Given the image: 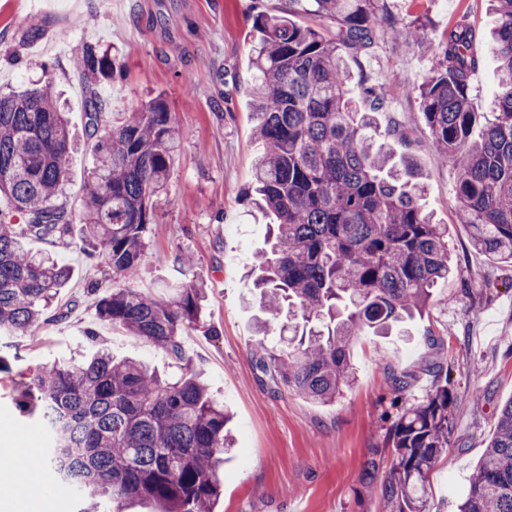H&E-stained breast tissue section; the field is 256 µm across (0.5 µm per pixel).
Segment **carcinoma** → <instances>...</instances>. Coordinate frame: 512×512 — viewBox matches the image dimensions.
Returning <instances> with one entry per match:
<instances>
[{"label":"carcinoma","instance_id":"obj_1","mask_svg":"<svg viewBox=\"0 0 512 512\" xmlns=\"http://www.w3.org/2000/svg\"><path fill=\"white\" fill-rule=\"evenodd\" d=\"M296 2L259 12L260 39L249 47L253 134L263 147L251 184L269 219L268 247L255 254L263 338L254 356L274 384L330 404L354 381L356 337L386 336L422 314L450 273L448 226L423 203V173L377 141L373 111L385 105L393 76L372 83L360 74L373 105L362 112L350 96L348 60L370 57L383 35L426 44L432 67L417 97L437 151L457 169V219L474 248L512 264V0H490L498 86L489 113L468 94L481 57L465 17L429 39L423 25L385 12L384 0H313L308 25L292 19ZM73 65L90 84L94 138L77 211L59 202L74 140L53 83L0 94V193L12 203L10 213L0 210V335L26 336L63 317L52 306L69 270L34 256L31 238L64 242L77 231L93 264L133 278L182 140L161 94L110 112L95 86L122 65L98 45L85 44ZM205 298V289L180 280L164 296L129 286L97 303L100 319L164 351L172 373L101 347L87 361L38 364L12 380L19 415L49 431L42 465L85 492L80 512H122L131 498L157 512H213L224 491V454L234 446L229 411L193 370L182 341ZM427 371L434 388L390 425L388 474L374 457L364 465V480H381L387 512H435L427 484L448 448V373L437 363ZM412 377L393 369L387 383L399 397ZM458 512H512V400Z\"/></svg>","mask_w":512,"mask_h":512}]
</instances>
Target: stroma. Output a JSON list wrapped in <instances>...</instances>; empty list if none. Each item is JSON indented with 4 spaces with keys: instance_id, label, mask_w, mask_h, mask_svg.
I'll list each match as a JSON object with an SVG mask.
<instances>
[{
    "instance_id": "35a3bbf8",
    "label": "stroma",
    "mask_w": 512,
    "mask_h": 512,
    "mask_svg": "<svg viewBox=\"0 0 512 512\" xmlns=\"http://www.w3.org/2000/svg\"><path fill=\"white\" fill-rule=\"evenodd\" d=\"M404 23L422 19L437 37L460 16L480 35L492 25L488 0H385ZM281 0H0V90L20 91L53 80L66 107L75 149L61 200L80 205L90 172L86 134L88 89L72 68L81 47L95 43L118 56L121 74L96 91L112 111L164 95L183 130L168 188L156 202L146 256L133 279L161 288L175 255L192 257L187 277L207 299L198 327L183 337L187 356L231 414L236 449L224 459V495L214 512H382L380 490L360 478L364 462L384 450L386 433L406 402L433 385L423 365L448 370L451 401L448 450L428 478L437 512H456L469 477L495 433L503 405L512 401V267L475 250L455 213L457 170L442 159L419 102L410 90L428 74V52L380 38L363 67L370 80L394 75L387 104L376 113L395 153H408L428 188L427 207L448 227L454 273L435 290V304L386 337H358L350 351L351 389L329 405L309 402L274 385L256 368L257 304L244 277L264 242L266 222L244 199L261 146L251 132L249 88L254 70L247 40L256 13ZM19 52L20 63L9 60ZM31 252L69 265V281L55 306L62 320L16 340L14 369L55 358L89 356L88 332L116 356L169 370L158 349L145 346L96 316L91 282L119 288L125 281L91 264L80 238L53 244L29 240ZM418 376L402 398L387 388L389 369ZM41 427L19 420L10 398L0 399V449L26 448L40 457ZM32 512H78L80 493L50 470L28 480Z\"/></svg>"
}]
</instances>
